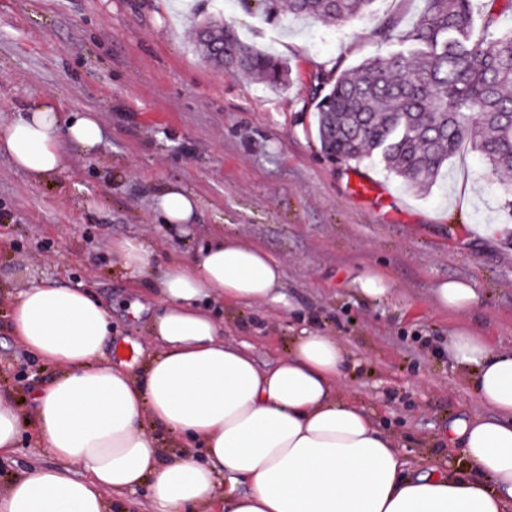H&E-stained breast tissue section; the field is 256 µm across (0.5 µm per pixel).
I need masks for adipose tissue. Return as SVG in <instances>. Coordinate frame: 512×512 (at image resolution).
Instances as JSON below:
<instances>
[{"label":"adipose tissue","instance_id":"ef3b65f1","mask_svg":"<svg viewBox=\"0 0 512 512\" xmlns=\"http://www.w3.org/2000/svg\"><path fill=\"white\" fill-rule=\"evenodd\" d=\"M101 140L95 112L66 116L50 102L0 124V148L36 180L69 167L64 142L92 153ZM198 206L177 187L155 199L167 225L191 223ZM112 255L132 277L156 278L162 306L150 336L159 350L129 372L100 360L112 322L87 292L41 284L19 293L15 335L61 370L35 395L32 423L57 463L14 476L0 512H110L108 493L144 484L156 512H512V350L492 349L466 324L482 303L471 281H438L432 299L458 318L448 357L493 415L449 423L459 469L411 473L394 438L341 394L346 352L336 337L303 332L269 371L225 344L211 304L286 303L282 269L262 247L221 233L191 263L159 274L141 240L113 242ZM149 423L198 445L205 463L163 460Z\"/></svg>","mask_w":512,"mask_h":512}]
</instances>
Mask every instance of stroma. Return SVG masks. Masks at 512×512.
Masks as SVG:
<instances>
[{
  "label": "stroma",
  "instance_id": "obj_1",
  "mask_svg": "<svg viewBox=\"0 0 512 512\" xmlns=\"http://www.w3.org/2000/svg\"><path fill=\"white\" fill-rule=\"evenodd\" d=\"M421 8V0H375L369 13L326 22L274 16L260 0H0V123L49 99L64 113L96 112L102 128L96 154L65 143L70 167L43 181L0 152V391L23 423L0 461V494L13 475L56 463L30 422L34 393L58 369L14 336L16 295L47 283L87 290L112 319L104 357L136 370L153 349L147 327L161 303L150 281L113 267V241L147 242L160 272L223 230L282 265L289 300L215 306L225 343L269 369L302 331L336 337L347 352L343 395L396 437L409 469L434 460L458 467L449 422L492 412L448 360L456 320L433 306L432 288L474 282L483 304L470 326L492 347L512 348V237L470 234L476 224L512 225V200L466 143L426 194L379 157L357 164L327 154L314 95L319 74L402 50L374 31L392 15L409 28ZM211 17L286 61L288 82L270 86L206 62L196 29ZM354 173L385 187L381 203L351 198ZM168 186L199 198L195 223L161 224L155 195ZM369 268L392 283L385 299L362 295Z\"/></svg>",
  "mask_w": 512,
  "mask_h": 512
}]
</instances>
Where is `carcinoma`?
Returning <instances> with one entry per match:
<instances>
[{
	"label": "carcinoma",
	"mask_w": 512,
	"mask_h": 512,
	"mask_svg": "<svg viewBox=\"0 0 512 512\" xmlns=\"http://www.w3.org/2000/svg\"><path fill=\"white\" fill-rule=\"evenodd\" d=\"M264 2L271 11L343 21L373 0ZM423 2L420 17L401 35L406 51L317 77V84L331 85L317 102L324 151L355 162L377 154L421 193L465 141L491 170L512 171V30L499 31V0ZM197 42L228 74L251 72L273 84L287 78L281 59L241 44L222 21L201 23ZM214 43L227 51L212 52Z\"/></svg>",
	"instance_id": "obj_1"
}]
</instances>
